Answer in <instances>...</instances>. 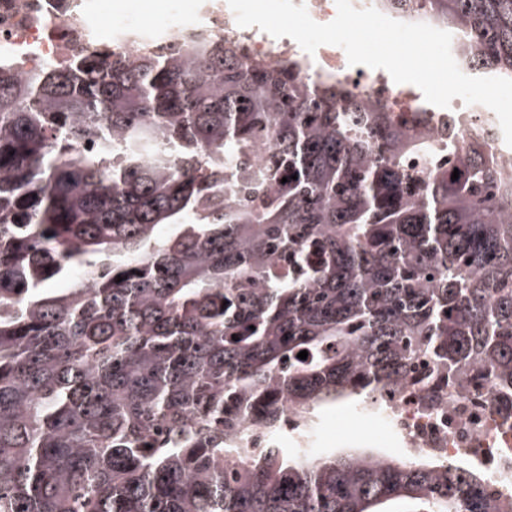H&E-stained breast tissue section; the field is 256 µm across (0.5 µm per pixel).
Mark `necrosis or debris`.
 Returning a JSON list of instances; mask_svg holds the SVG:
<instances>
[{"label": "necrosis or debris", "mask_w": 512, "mask_h": 512, "mask_svg": "<svg viewBox=\"0 0 512 512\" xmlns=\"http://www.w3.org/2000/svg\"><path fill=\"white\" fill-rule=\"evenodd\" d=\"M74 3L79 22L73 26L65 20H51L50 0H0V53L23 56L34 67L63 59L75 41L86 52H98L99 41L87 36L95 27L108 31L113 47L130 52L138 51L143 42L203 31L242 41L247 61L275 65L294 55L305 62L303 77L330 75L353 97L385 104L388 111L427 113V125L437 137L452 132L463 140L480 134L488 153L502 165H512V155L500 146L502 132L489 108L458 98L447 108L428 104L409 85L394 83L385 70L349 65L341 47L323 45L315 54H305L292 38H274L256 26L240 27L232 10L221 11L208 2L199 13L178 12L161 24L136 17L116 22L101 15L90 0ZM460 114L469 115V125L455 127L453 118ZM384 399L385 410L363 406L358 419L373 423L378 432L401 438L406 457L434 456L445 462L468 459L483 473L484 488L499 503L500 512H512V412L499 406L484 370H476L474 378L453 394L441 384L407 383L391 386Z\"/></svg>", "instance_id": "obj_1"}]
</instances>
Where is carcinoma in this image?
I'll use <instances>...</instances> for the list:
<instances>
[{
	"instance_id": "carcinoma-1",
	"label": "carcinoma",
	"mask_w": 512,
	"mask_h": 512,
	"mask_svg": "<svg viewBox=\"0 0 512 512\" xmlns=\"http://www.w3.org/2000/svg\"><path fill=\"white\" fill-rule=\"evenodd\" d=\"M428 4L512 78V0ZM419 117L204 33L0 60V512H494L467 462L241 433L422 360L512 407V168Z\"/></svg>"
}]
</instances>
